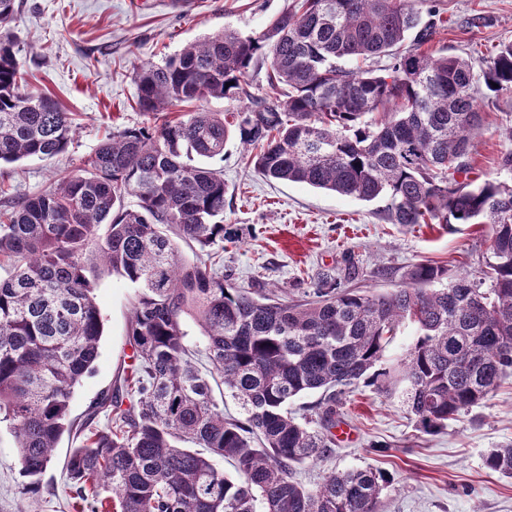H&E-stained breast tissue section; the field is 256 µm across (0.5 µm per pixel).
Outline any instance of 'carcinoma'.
<instances>
[{"mask_svg":"<svg viewBox=\"0 0 512 512\" xmlns=\"http://www.w3.org/2000/svg\"><path fill=\"white\" fill-rule=\"evenodd\" d=\"M17 10L0 0L6 164L58 155L74 132L55 100L20 85L9 32ZM433 28L413 0H296L257 34L226 29L160 65L143 63L136 106L149 124L112 135L3 214L0 258L13 272L0 278V419L28 490L72 430V395L98 357L94 290L105 271L136 288L134 364L77 429L83 439L66 464L74 512H379L390 480L371 466L332 471L314 489L292 476L331 453L342 396L401 382L416 430L434 436L512 374V186L468 178L482 125L477 95L512 93V42L496 45L477 72L423 49ZM381 58L388 63L374 65ZM350 60L362 65L350 69ZM263 64L267 84L283 90L277 103L230 121L172 114L246 95L250 70ZM231 137L257 150L248 162L258 174L382 199L393 225H490L485 267L451 275L422 261L380 294L341 288L327 271L302 303L249 295L224 279L211 252L240 239L224 223V174L194 163L224 156ZM178 238L198 246L193 260ZM186 315L203 328L202 350L187 341ZM406 324L414 343L387 368L386 348ZM216 378L243 417H224ZM316 391V418L298 420L288 404ZM102 412L110 424L93 426ZM226 459L233 476L219 467ZM483 463L512 479V445L488 450Z\"/></svg>","mask_w":512,"mask_h":512,"instance_id":"obj_1","label":"carcinoma"}]
</instances>
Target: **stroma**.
<instances>
[{
	"instance_id": "35a3bbf8",
	"label": "stroma",
	"mask_w": 512,
	"mask_h": 512,
	"mask_svg": "<svg viewBox=\"0 0 512 512\" xmlns=\"http://www.w3.org/2000/svg\"><path fill=\"white\" fill-rule=\"evenodd\" d=\"M430 52L459 55L480 69L495 45L512 41V0H434ZM293 0H20L11 32L20 47L23 86L45 93L74 122L67 150L0 166V212L22 195L46 190L73 170L113 132L141 125L134 104V70L160 64L185 45L233 29L249 35L289 10ZM484 122L470 156V178L499 179L497 158L512 149V95L479 100ZM227 186L224 221L241 228L239 243L214 246L227 279L245 291L302 299L317 275L343 277L345 259L362 270L356 288L386 293L404 269L423 260L454 272L485 262L489 228L423 224L401 230L389 224L383 202H364L301 183L268 180L248 168L236 139L211 159ZM95 295L104 332L92 371L76 388L70 416L83 422L113 384L132 353L128 318L134 290L118 275L102 273ZM403 386L380 394L362 387L337 410V425L352 429L322 462L297 465L295 478L312 488L331 470L371 465L392 485L381 512H512V480L487 471L488 449L512 444V378L481 404L434 436L417 432L403 404ZM75 438L63 436L36 493L23 491L13 435L0 423V512H72L64 463Z\"/></svg>"
}]
</instances>
